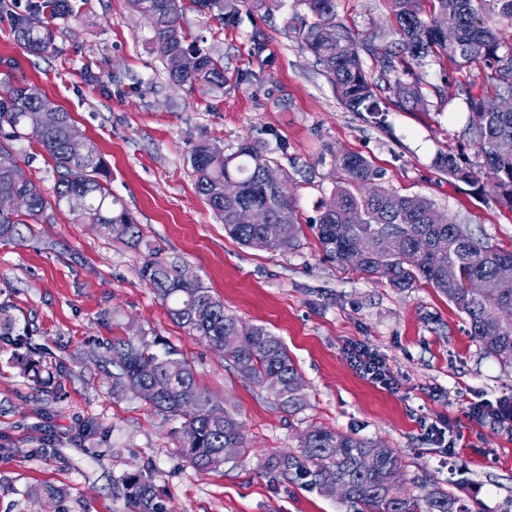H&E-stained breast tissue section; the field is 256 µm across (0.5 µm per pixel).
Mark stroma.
Listing matches in <instances>:
<instances>
[{"label": "stroma", "instance_id": "obj_1", "mask_svg": "<svg viewBox=\"0 0 512 512\" xmlns=\"http://www.w3.org/2000/svg\"><path fill=\"white\" fill-rule=\"evenodd\" d=\"M225 27L185 4L189 39L222 56L223 89L174 85L129 0H76L55 21V50L30 54L12 32L15 0H0V83L23 79L70 112L110 172L111 189L141 224L134 249L94 224L49 209L36 236L0 243V512H129L120 485L149 471L166 512H349L265 472L313 426L375 440L403 460L420 496L437 486L480 512L512 504V427L472 419L470 404L512 405V368L486 355L464 315L420 282L399 290L328 260L311 225L342 178L339 152L366 157L383 185L419 194L482 242L512 246V211L493 192L456 181L434 160L474 154L463 76L425 60L426 111H348L316 58L300 48L301 0H238ZM353 33L392 30V0H336ZM265 142L291 177L304 230L293 250L240 245L196 191L193 146L232 153ZM187 263L227 313L279 337L302 376L306 406L291 415L242 377L222 351L188 335L138 276L150 250ZM145 336L175 346L212 401L244 426L249 453L212 470L184 455L182 421L112 393V342ZM368 346L392 378L363 377L352 345Z\"/></svg>", "mask_w": 512, "mask_h": 512}]
</instances>
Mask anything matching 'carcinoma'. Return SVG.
<instances>
[{
	"instance_id": "cac0c4a2",
	"label": "carcinoma",
	"mask_w": 512,
	"mask_h": 512,
	"mask_svg": "<svg viewBox=\"0 0 512 512\" xmlns=\"http://www.w3.org/2000/svg\"><path fill=\"white\" fill-rule=\"evenodd\" d=\"M224 26L238 21V11L229 0H190ZM307 15L300 19L297 38L302 49L314 55L341 103L352 112H381L378 94L383 81L393 93L395 105L406 110L427 106L419 76L429 57L448 62L462 71L472 65L490 70L487 79L493 90L468 95L471 128L476 138L475 164L453 152L436 158L438 169L469 185L480 183L496 193L502 205L512 211V110L497 106V100L512 98V41L504 27L512 28V0H430L432 9L423 14L421 0H393L395 34L388 41L380 30L362 36L336 23V0H302ZM135 9L150 26L153 52L170 62L176 55L196 58L189 73L168 69L176 85L201 87L224 85L221 59L209 52L185 45L179 25L181 0H132ZM76 16L72 0H29L25 13L14 19L17 39L27 51L46 55L55 51L51 21ZM336 28V42L326 43L321 31ZM454 32L448 40L444 29ZM380 65L379 80L367 75L363 56ZM42 111L40 98L29 93V84L6 81L0 87V241L24 242L33 235V225L46 220L47 210L64 201L75 222L97 224L111 230L125 225L121 238L133 248L144 241L120 200L112 195L109 171L94 145L63 109L44 113L40 126L30 128V139L47 157L54 177V200H49L40 183L12 180L17 166L13 147L15 130L28 124L31 112ZM72 140L86 142L82 157L67 153ZM196 173V189L230 237L249 247L288 251L299 242L302 227L296 199L288 192L289 176L281 174L280 186L264 182L266 169L277 167L267 145L246 139L229 155L202 142L190 155ZM336 166L345 174L312 225L325 255L342 268L367 275H379L395 288H411L423 280L439 290L465 316L469 335L484 353L512 366V322L500 318L502 307L512 308V282L497 278L499 264L512 263V249L493 248L476 239L451 217L434 223L439 213L434 203L420 195H402L384 187L378 170L363 156L342 153ZM234 180L239 193L224 197V182ZM262 208L268 223L280 225L279 236L263 234L260 224L248 222V211ZM404 241L401 252L387 248L388 239ZM364 244L358 261L347 258L346 250ZM141 280L165 303L170 318L189 335L219 350L228 336H237L239 351L226 354L237 371L259 384L275 376L279 385L269 388L284 410L295 414L305 406L296 389L301 379L282 341L263 326H245L224 310V302L211 294L186 264L156 252L149 254L139 270ZM158 343L145 336L116 340L119 371L112 376V393L141 397L151 409L183 419L186 458L197 469H210L248 451L243 426L225 409L212 404L202 390L191 365L173 347L157 349ZM402 458L391 448L377 447L376 441L355 437L330 428L307 432L300 449L269 456L262 468L288 480L333 495L338 480L348 484L343 501L357 512H472L457 495L433 487L423 498L407 495L398 484ZM132 512H164L151 479L141 473L124 480Z\"/></svg>"
}]
</instances>
